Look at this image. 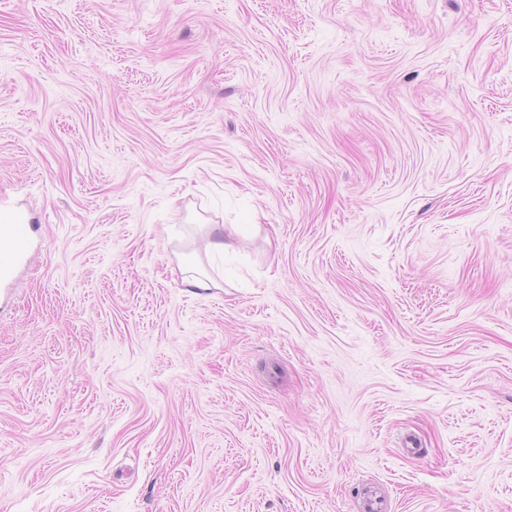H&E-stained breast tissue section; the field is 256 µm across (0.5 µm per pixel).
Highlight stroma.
<instances>
[{"label": "stroma", "mask_w": 512, "mask_h": 512, "mask_svg": "<svg viewBox=\"0 0 512 512\" xmlns=\"http://www.w3.org/2000/svg\"><path fill=\"white\" fill-rule=\"evenodd\" d=\"M1 208L0 512H512V0H0ZM0 277L11 275L19 263L28 240L29 216L23 211H0Z\"/></svg>", "instance_id": "obj_1"}]
</instances>
